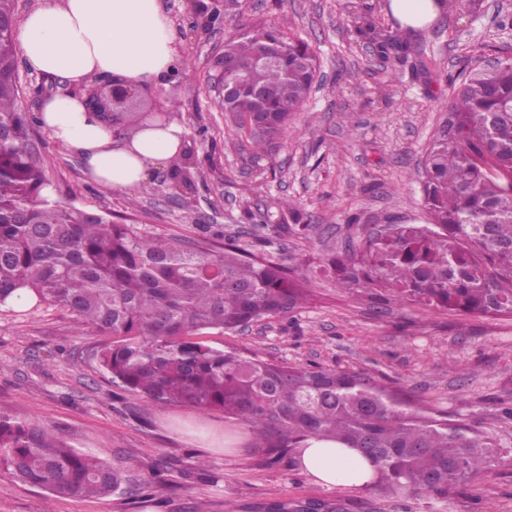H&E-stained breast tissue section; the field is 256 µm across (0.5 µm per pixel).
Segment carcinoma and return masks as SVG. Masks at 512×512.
Wrapping results in <instances>:
<instances>
[{
	"label": "carcinoma",
	"instance_id": "cac0c4a2",
	"mask_svg": "<svg viewBox=\"0 0 512 512\" xmlns=\"http://www.w3.org/2000/svg\"><path fill=\"white\" fill-rule=\"evenodd\" d=\"M360 5L358 36L384 60L427 71L418 47L379 30ZM15 0H0V307L17 291L70 311L78 327L112 336L99 362L118 388L139 391L146 405L220 410L246 420L267 460L300 469L307 438L353 448L375 467L370 485L448 497L486 467L495 445L470 428L395 398L373 379L339 369L290 366L208 344V330L234 332L290 313L307 289L276 263L254 259L228 237L190 242L160 237L107 213L43 196L41 164L29 148L32 118L20 110ZM280 46L278 60L262 62ZM224 61L244 75L222 104L254 125L263 148L281 135L308 98L316 56L309 44L262 27L224 40ZM159 116L129 108L112 113V129L134 132ZM448 135L435 136L423 162L424 206L431 225L388 221L367 238L357 263L341 264L342 287L392 288L400 301L466 314L512 315V58L471 70L457 86ZM180 150L172 189L194 192ZM57 499L106 498L122 472L60 442L35 423L0 415V468ZM158 464L141 493L168 488ZM288 512H348L347 503L294 500Z\"/></svg>",
	"mask_w": 512,
	"mask_h": 512
}]
</instances>
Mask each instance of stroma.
<instances>
[{"label": "stroma", "instance_id": "1", "mask_svg": "<svg viewBox=\"0 0 512 512\" xmlns=\"http://www.w3.org/2000/svg\"><path fill=\"white\" fill-rule=\"evenodd\" d=\"M181 54L182 74L147 87V106L186 129L202 173L190 205L169 194L170 166L139 188L114 190L85 171L41 125L31 144L56 200L129 216L141 230L198 239L215 232L285 266L311 299L285 314L235 331H210L216 348L263 359L361 373L448 414L492 439L488 468L448 499L370 487L328 489L287 463H267L251 426L219 410L178 404L147 408L140 393L116 390L100 367V333L78 330L57 306L0 307V414L52 429L68 445L121 468L126 481L103 498L50 500L46 491L0 469V512H274L298 499L345 501L349 512H512V316L468 315L418 302L379 306L370 289L338 288L333 261L351 252L385 217L425 224L422 162L445 116L457 75L512 55V0L449 4L414 34L429 72L385 61L354 31L350 0H239L221 28L193 26L189 0H161ZM281 28L313 46L319 68L308 100L284 132L256 150L214 103L213 59L225 38L254 24ZM316 136H309V129ZM293 201L309 230L278 206ZM166 464L173 489L146 499L139 485Z\"/></svg>", "mask_w": 512, "mask_h": 512}]
</instances>
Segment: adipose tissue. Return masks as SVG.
Wrapping results in <instances>:
<instances>
[{
    "instance_id": "obj_1",
    "label": "adipose tissue",
    "mask_w": 512,
    "mask_h": 512,
    "mask_svg": "<svg viewBox=\"0 0 512 512\" xmlns=\"http://www.w3.org/2000/svg\"><path fill=\"white\" fill-rule=\"evenodd\" d=\"M17 39L28 67L63 83L117 76L164 87L175 74V37L160 0H42L25 16ZM39 120L98 183L114 189L145 184L153 167L173 160L186 134L172 122L118 138L82 97L69 94L46 97ZM300 454L304 472L327 488H361L374 476L367 459L329 442L306 439Z\"/></svg>"
}]
</instances>
